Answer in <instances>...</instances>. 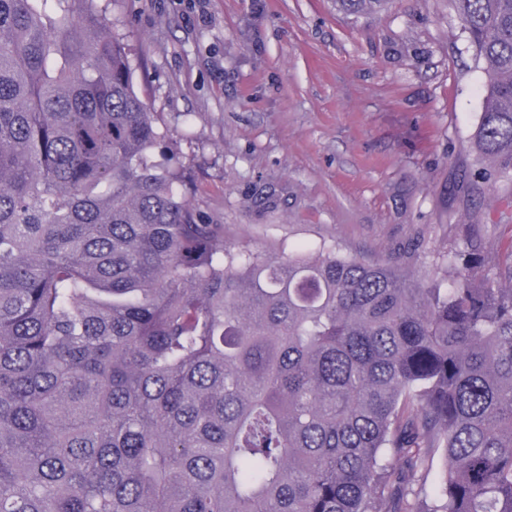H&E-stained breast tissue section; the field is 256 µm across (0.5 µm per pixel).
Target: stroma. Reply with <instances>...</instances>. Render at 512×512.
<instances>
[{
    "label": "stroma",
    "mask_w": 512,
    "mask_h": 512,
    "mask_svg": "<svg viewBox=\"0 0 512 512\" xmlns=\"http://www.w3.org/2000/svg\"><path fill=\"white\" fill-rule=\"evenodd\" d=\"M142 100L189 201L226 245L271 255L337 244L441 277L477 235L512 266V183L472 148L484 64L449 0H112Z\"/></svg>",
    "instance_id": "35a3bbf8"
}]
</instances>
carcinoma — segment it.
Here are the masks:
<instances>
[{"label": "carcinoma", "mask_w": 512, "mask_h": 512, "mask_svg": "<svg viewBox=\"0 0 512 512\" xmlns=\"http://www.w3.org/2000/svg\"><path fill=\"white\" fill-rule=\"evenodd\" d=\"M452 5L512 181V0ZM174 158L101 0H0V512H512V267L227 246Z\"/></svg>", "instance_id": "obj_1"}]
</instances>
